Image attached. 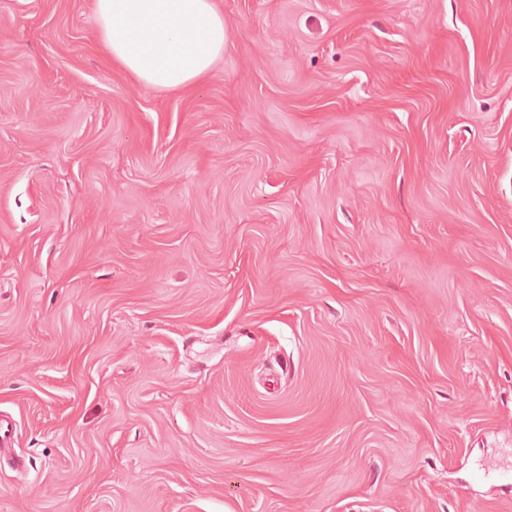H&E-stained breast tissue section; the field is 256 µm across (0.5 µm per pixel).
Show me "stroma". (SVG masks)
<instances>
[{
  "instance_id": "stroma-1",
  "label": "stroma",
  "mask_w": 512,
  "mask_h": 512,
  "mask_svg": "<svg viewBox=\"0 0 512 512\" xmlns=\"http://www.w3.org/2000/svg\"><path fill=\"white\" fill-rule=\"evenodd\" d=\"M215 4L0 0V512H512V0ZM112 66L158 91H183L224 54V15L213 0H93Z\"/></svg>"
}]
</instances>
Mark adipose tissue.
Here are the masks:
<instances>
[{
    "mask_svg": "<svg viewBox=\"0 0 512 512\" xmlns=\"http://www.w3.org/2000/svg\"><path fill=\"white\" fill-rule=\"evenodd\" d=\"M93 12L113 66L154 90L193 87L224 53L214 0H93Z\"/></svg>",
    "mask_w": 512,
    "mask_h": 512,
    "instance_id": "ef3b65f1",
    "label": "adipose tissue"
}]
</instances>
